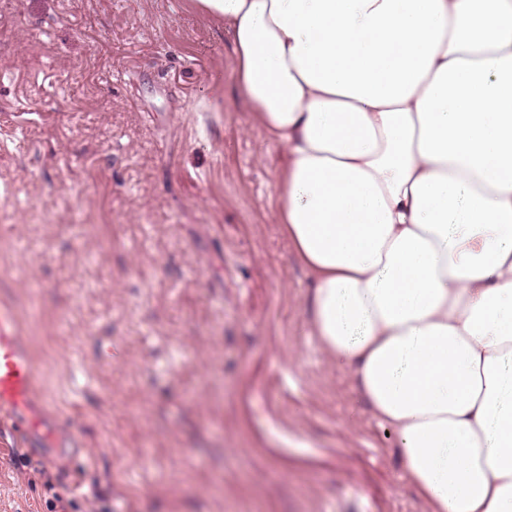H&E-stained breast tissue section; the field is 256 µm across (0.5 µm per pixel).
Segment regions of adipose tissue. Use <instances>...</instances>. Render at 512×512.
I'll return each mask as SVG.
<instances>
[{
	"label": "adipose tissue",
	"mask_w": 512,
	"mask_h": 512,
	"mask_svg": "<svg viewBox=\"0 0 512 512\" xmlns=\"http://www.w3.org/2000/svg\"><path fill=\"white\" fill-rule=\"evenodd\" d=\"M283 148L310 336L431 512H512V0H194Z\"/></svg>",
	"instance_id": "adipose-tissue-1"
}]
</instances>
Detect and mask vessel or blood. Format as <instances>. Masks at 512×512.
Segmentation results:
<instances>
[{"instance_id": "1", "label": "vessel or blood", "mask_w": 512, "mask_h": 512, "mask_svg": "<svg viewBox=\"0 0 512 512\" xmlns=\"http://www.w3.org/2000/svg\"><path fill=\"white\" fill-rule=\"evenodd\" d=\"M38 386L36 363L29 348L16 334L13 315L0 309V438L11 435L30 455L45 459L53 448L82 446L80 435L64 426L35 399Z\"/></svg>"}]
</instances>
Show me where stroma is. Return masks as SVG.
I'll return each mask as SVG.
<instances>
[{
  "mask_svg": "<svg viewBox=\"0 0 512 512\" xmlns=\"http://www.w3.org/2000/svg\"><path fill=\"white\" fill-rule=\"evenodd\" d=\"M191 0H0V308L84 467L0 512H429L309 336L284 151Z\"/></svg>",
  "mask_w": 512,
  "mask_h": 512,
  "instance_id": "stroma-1",
  "label": "stroma"
}]
</instances>
